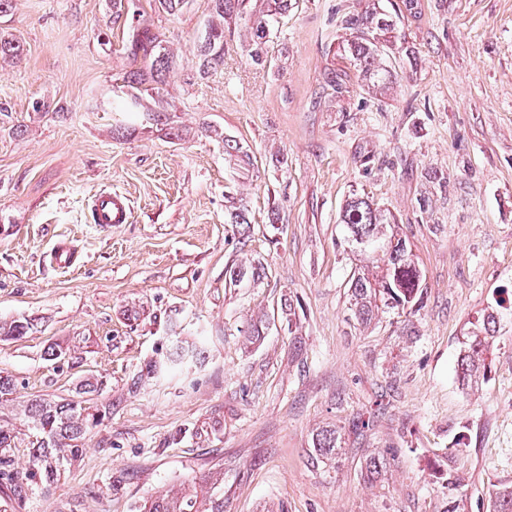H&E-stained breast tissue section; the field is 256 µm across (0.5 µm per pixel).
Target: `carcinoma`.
<instances>
[{
  "instance_id": "cac0c4a2",
  "label": "carcinoma",
  "mask_w": 512,
  "mask_h": 512,
  "mask_svg": "<svg viewBox=\"0 0 512 512\" xmlns=\"http://www.w3.org/2000/svg\"><path fill=\"white\" fill-rule=\"evenodd\" d=\"M345 25L351 31L347 43L348 60L361 82L368 87L389 82L391 71L382 62L383 46L378 44V35L390 30L393 21L371 9L346 18ZM124 47L134 57L140 54L152 59L149 71L129 73L126 77L128 86L154 90L152 83L159 82L160 75L171 66L169 56L162 51L157 38L147 28H133L127 34ZM205 50L207 63H223L224 31L211 30ZM342 222L344 242L375 265V272L363 269L352 277L350 290L354 317L367 323L379 309L405 308L416 302L421 271L406 240L391 223V217L369 199L354 197L346 204ZM226 275L236 283L246 277L258 280L264 271L241 265L226 269ZM495 328L496 316L492 312L472 323L460 359L465 382H471L473 376L486 368L484 355L494 343ZM28 329L27 322H0V337L17 339ZM193 357L194 349L176 341L159 359L150 362L146 371L149 375L162 376L170 368L185 364ZM101 386V381L89 376L76 384L75 395L69 398L35 397L23 405L22 415L30 440L28 467L21 473L13 471L10 454L17 447L20 432L0 423V478L42 487L57 482L61 473L80 457L86 435L112 414V404L104 405L94 398ZM340 448L341 436L337 431L329 430L316 436L311 464L315 466L325 459H332ZM143 512H224V497L216 498L214 493L193 483L177 493L155 496L144 505Z\"/></svg>"
}]
</instances>
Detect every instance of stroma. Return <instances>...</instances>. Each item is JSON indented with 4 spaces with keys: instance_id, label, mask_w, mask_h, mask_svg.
Returning <instances> with one entry per match:
<instances>
[{
    "instance_id": "1",
    "label": "stroma",
    "mask_w": 512,
    "mask_h": 512,
    "mask_svg": "<svg viewBox=\"0 0 512 512\" xmlns=\"http://www.w3.org/2000/svg\"><path fill=\"white\" fill-rule=\"evenodd\" d=\"M140 4L173 67L137 110L123 78L147 61L119 50L133 17L113 0L0 14V38L22 46L0 54V321L29 324L0 338L16 388L0 416L19 423L23 401L87 374L112 406L50 489L0 485V512H139L204 475L223 478L224 512H448L454 495L489 512L512 487V0ZM369 8L404 47L381 88L344 52L346 18ZM249 15L269 18L257 60ZM103 189L129 197V223H85ZM355 194L393 217L422 270L417 303L367 326L342 239ZM62 239L78 254L67 272L50 260ZM241 262L263 278L230 284ZM489 311L485 376L467 384L462 341ZM175 339L193 362L146 377ZM56 344L69 359L49 360ZM334 429L342 448L312 466Z\"/></svg>"
}]
</instances>
